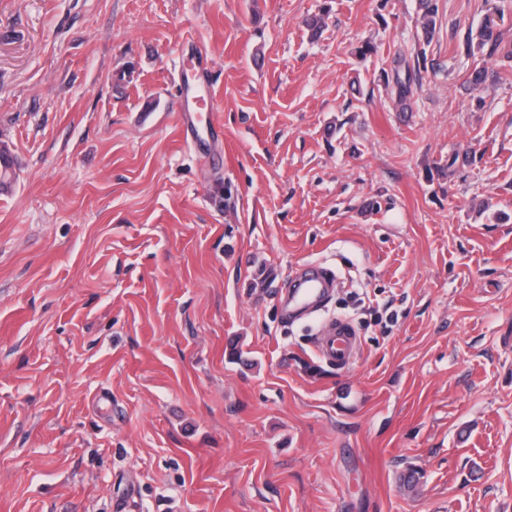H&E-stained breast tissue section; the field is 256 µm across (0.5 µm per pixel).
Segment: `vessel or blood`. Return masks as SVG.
Masks as SVG:
<instances>
[{
    "instance_id": "vessel-or-blood-1",
    "label": "vessel or blood",
    "mask_w": 512,
    "mask_h": 512,
    "mask_svg": "<svg viewBox=\"0 0 512 512\" xmlns=\"http://www.w3.org/2000/svg\"><path fill=\"white\" fill-rule=\"evenodd\" d=\"M211 60L207 54L195 53L190 66L179 67V120L184 139L204 160L210 159L214 144L220 142L224 130L215 119L201 120L199 112L205 103L204 95L211 86L207 75ZM336 275L328 268L309 265L303 267L288 285V303L295 309H317L333 292ZM358 350L353 328L344 321L325 323L314 342V352L326 363L344 369L354 361Z\"/></svg>"
}]
</instances>
